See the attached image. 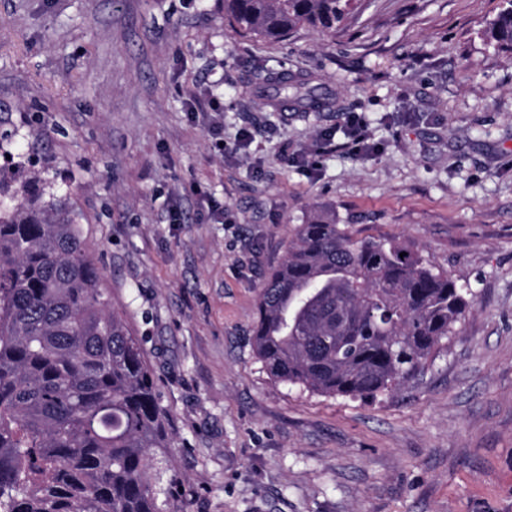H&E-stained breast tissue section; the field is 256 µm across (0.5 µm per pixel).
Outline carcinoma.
I'll return each mask as SVG.
<instances>
[{"label": "carcinoma", "instance_id": "cac0c4a2", "mask_svg": "<svg viewBox=\"0 0 512 512\" xmlns=\"http://www.w3.org/2000/svg\"><path fill=\"white\" fill-rule=\"evenodd\" d=\"M360 0H224L259 41L334 35ZM512 53V0L482 31ZM277 112L327 105L268 73ZM41 178L0 167V512H164L168 416L140 340L109 310L81 225ZM472 299L396 240L317 216L258 293L253 343L276 380L373 398L419 375Z\"/></svg>", "mask_w": 512, "mask_h": 512}]
</instances>
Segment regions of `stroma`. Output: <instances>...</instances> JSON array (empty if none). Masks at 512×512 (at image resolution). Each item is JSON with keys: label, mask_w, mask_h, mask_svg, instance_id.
Listing matches in <instances>:
<instances>
[{"label": "stroma", "mask_w": 512, "mask_h": 512, "mask_svg": "<svg viewBox=\"0 0 512 512\" xmlns=\"http://www.w3.org/2000/svg\"><path fill=\"white\" fill-rule=\"evenodd\" d=\"M503 6L362 0L346 32L269 43L224 0H0V166L68 197L168 413L182 512H512V55L480 37ZM261 71L330 104L275 111ZM316 215L473 297L399 390L324 396L255 353L258 291ZM347 127L350 138L347 147H349L350 154L357 156L369 148L368 136L363 124L353 114L347 117Z\"/></svg>", "instance_id": "stroma-1"}]
</instances>
